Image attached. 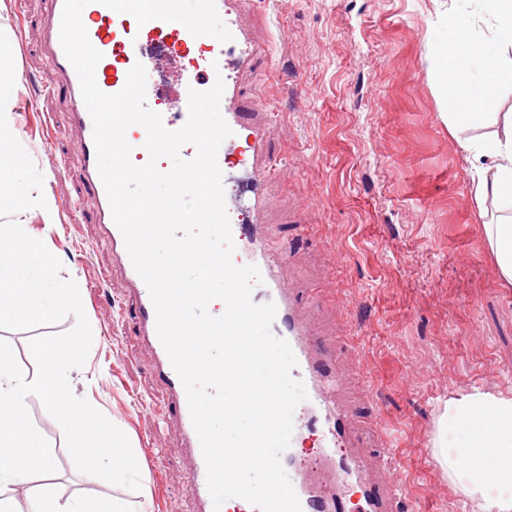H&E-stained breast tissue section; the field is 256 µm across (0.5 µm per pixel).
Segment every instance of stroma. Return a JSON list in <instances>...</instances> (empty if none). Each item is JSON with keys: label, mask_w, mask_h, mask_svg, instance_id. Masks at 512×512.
<instances>
[{"label": "stroma", "mask_w": 512, "mask_h": 512, "mask_svg": "<svg viewBox=\"0 0 512 512\" xmlns=\"http://www.w3.org/2000/svg\"><path fill=\"white\" fill-rule=\"evenodd\" d=\"M483 0H251L245 19L263 50L244 87L245 109L270 114L274 164L265 220L285 276L313 302V332L336 350L342 397L367 452H389L419 512H480L438 461L458 447L442 429L447 406L475 391L512 398V287H502L482 226L472 155L512 113V78L485 115L458 134L441 120L448 15ZM46 0H0V223L22 224L74 280L93 342L69 373L71 390L128 437L140 487L79 472L59 423L37 396L26 408L50 443L61 506L118 500L130 512H194L180 477L187 458L154 361L136 338L125 284L104 272L112 252L90 211L64 214L79 190L77 136L63 96L44 91ZM67 316L34 331L0 330L35 377L32 336L66 332Z\"/></svg>", "instance_id": "stroma-1"}]
</instances>
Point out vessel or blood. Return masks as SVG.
<instances>
[{"label": "vessel or blood", "instance_id": "vessel-or-blood-1", "mask_svg": "<svg viewBox=\"0 0 512 512\" xmlns=\"http://www.w3.org/2000/svg\"><path fill=\"white\" fill-rule=\"evenodd\" d=\"M215 2L220 18L232 34L230 41L193 36L176 22L152 20L140 25L131 15L117 13L95 0L83 10L82 21L91 43L103 54L95 70L96 83L104 93H117L125 86L133 65L142 63L147 74V106L160 113L165 128L176 130L188 117V89L205 91L216 80H223L220 111L232 134L221 144L217 163L223 174L225 205L235 246L233 261L238 264L246 258L259 269L262 283L255 287L252 300L258 304L274 303L276 314L271 332L289 343L297 360L291 375L303 382L307 392L306 400L293 413L290 447L281 456L302 512H347L346 493L353 486L359 488L361 495L358 512H413L415 505L403 497L390 472L389 459L368 457L356 443L350 415L336 397L339 379L331 351L313 336L309 312L282 275L280 263L270 248V232L263 215L271 187L264 160L271 126L268 120L245 111L241 84L242 76L253 70L257 55L244 21L248 0ZM62 10L63 0H50V18L43 29L41 48L51 62L48 87L64 95L69 124L78 135L81 193L70 207L78 211L84 201L92 203L94 222L111 245L112 268L126 283L137 316L138 335L154 356L155 377L165 389L168 409L190 456L185 482L197 497L196 512H214L206 464L185 388L158 337L149 290L132 264L98 173L92 119L82 98L79 77L60 42ZM163 52L184 61L178 79L181 95L173 111L161 107L157 97L159 70L153 59ZM146 138L145 129L138 125L126 132L132 147L130 159L135 165H144L148 160ZM310 428L322 434L323 453L315 461L297 453L305 430Z\"/></svg>", "mask_w": 512, "mask_h": 512}]
</instances>
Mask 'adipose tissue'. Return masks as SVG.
Instances as JSON below:
<instances>
[{"mask_svg": "<svg viewBox=\"0 0 512 512\" xmlns=\"http://www.w3.org/2000/svg\"><path fill=\"white\" fill-rule=\"evenodd\" d=\"M484 2L489 14L485 26H475L465 12L448 18L447 46L442 51V97L454 107L447 115L448 129L453 133L476 119L478 110L494 97L502 77L512 76V0ZM478 155L481 162L472 172L477 201L498 200L511 213L510 218L485 223L484 233L502 279L512 284V120L503 137L493 139ZM464 409L472 415L474 433L462 452L438 449L439 461L465 498L484 501L497 512H512V400L478 394L452 406L456 413ZM487 456L492 459L495 482L503 489L493 500L487 496L483 473L465 469L463 464L464 459L477 462ZM35 473L43 482L39 512H127L117 501L105 508L78 504L60 510L52 494L55 470L50 456L44 453L30 455L20 468L0 466V512H11L4 495L7 486L27 481Z\"/></svg>", "mask_w": 512, "mask_h": 512, "instance_id": "obj_1", "label": "adipose tissue"}]
</instances>
